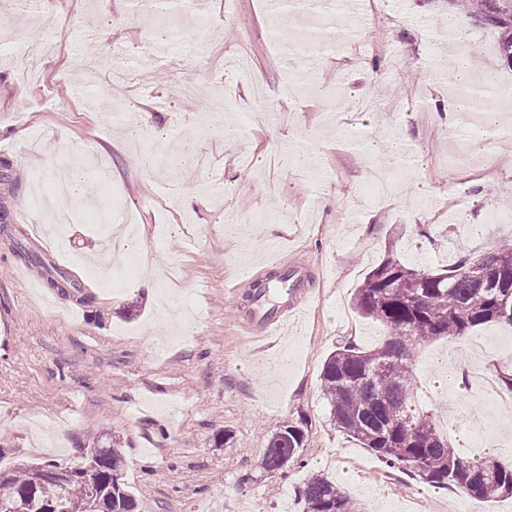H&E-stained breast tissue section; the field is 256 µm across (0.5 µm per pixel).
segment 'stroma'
<instances>
[{
	"mask_svg": "<svg viewBox=\"0 0 512 512\" xmlns=\"http://www.w3.org/2000/svg\"><path fill=\"white\" fill-rule=\"evenodd\" d=\"M60 4L48 17L41 0H0V469L45 458L70 466L108 433L122 444V480L139 512H280L284 502L302 512L299 491L316 474L334 480L358 512H412L416 500L424 512H512L511 498L479 504L404 476L386 482L388 468L331 423L320 381L337 346L383 340L384 330L352 304L383 256L439 269L512 248V223H488L483 208L459 212L466 182L482 181L492 201L498 181H512V170L490 175L485 167L492 149L512 142V104L493 143L476 145L442 126L433 107L454 96L433 61L474 48L473 72L490 76L493 89L512 88V62L499 52L503 30L457 0H361L340 14L319 7L287 17L267 0H173L162 24L140 0ZM107 14L119 27L102 55L88 31ZM324 21L362 37L353 45L321 39L322 68L310 77L320 98L284 94L303 65L288 45ZM34 36L50 48L27 76L23 45ZM90 61L91 86L83 78ZM256 71L264 86L252 85ZM137 102L171 138L165 162L132 176L135 145L104 154L97 147ZM376 134L405 137L426 167L377 162L366 149ZM259 152L265 161L252 167ZM298 152L309 164H292ZM76 153L114 172L107 187L83 185L96 211L146 232L138 294L98 278L79 257L102 225L77 224L54 242L26 208L52 164ZM188 153L195 167L182 166ZM379 163L392 195L358 203L355 183ZM326 191L338 204L323 210L317 199ZM286 192L287 211L279 204ZM172 224L180 236H169ZM425 225L438 237L423 247L417 231ZM17 241L39 263L20 260ZM286 260L308 265L306 309L274 332L257 319L253 286ZM242 266L248 278H239ZM51 267L71 287L52 288ZM162 302L190 307L194 329L154 333ZM285 352L292 361L282 371L276 362ZM447 352L473 372L452 389L435 382L433 361ZM414 360L419 394L447 419L453 448L475 458L495 446L498 461L511 464L512 407L483 378L512 370V329L489 324L453 342L436 339L418 346ZM287 422L308 430L300 461L264 473L268 439ZM223 434L227 443L216 446Z\"/></svg>",
	"mask_w": 512,
	"mask_h": 512,
	"instance_id": "35a3bbf8",
	"label": "stroma"
}]
</instances>
